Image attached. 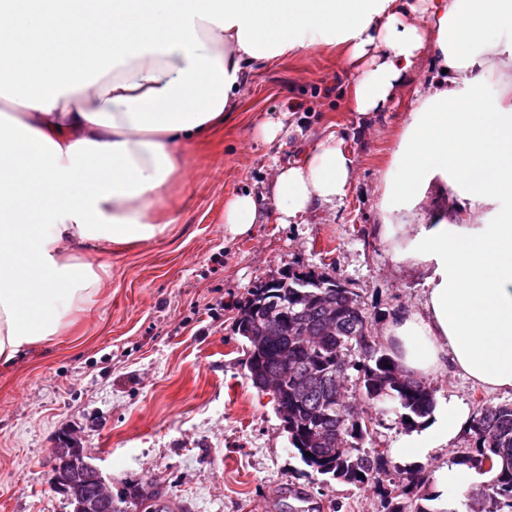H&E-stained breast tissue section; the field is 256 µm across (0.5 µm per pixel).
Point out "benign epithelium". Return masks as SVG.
I'll return each instance as SVG.
<instances>
[{
  "mask_svg": "<svg viewBox=\"0 0 512 512\" xmlns=\"http://www.w3.org/2000/svg\"><path fill=\"white\" fill-rule=\"evenodd\" d=\"M88 481L94 484L95 493L88 497L83 495L77 497V510L79 512H111V479L103 475L84 449L80 448L78 437L67 433L52 455L51 483L55 488L71 496L80 491Z\"/></svg>",
  "mask_w": 512,
  "mask_h": 512,
  "instance_id": "benign-epithelium-1",
  "label": "benign epithelium"
}]
</instances>
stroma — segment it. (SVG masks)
<instances>
[{
	"label": "stroma",
	"mask_w": 512,
	"mask_h": 512,
	"mask_svg": "<svg viewBox=\"0 0 512 512\" xmlns=\"http://www.w3.org/2000/svg\"><path fill=\"white\" fill-rule=\"evenodd\" d=\"M352 78L328 48L257 67L223 127L184 147V169L161 202L171 224L132 247L75 251L100 277L91 309L75 332L0 364V512H73L50 482L52 450L67 430L111 477L113 496L146 489V503L128 512L164 503L176 512H386L389 482L324 483L300 461L273 401L246 378L234 332L253 287L292 269L356 288L377 334L395 312L422 308V277L397 264L377 233L382 179L410 101L360 118ZM271 120L284 125L272 141L262 132ZM330 135L354 160L335 208L225 234L228 198L269 196L278 167ZM430 385L473 408L512 403V392L448 370Z\"/></svg>",
	"instance_id": "1"
}]
</instances>
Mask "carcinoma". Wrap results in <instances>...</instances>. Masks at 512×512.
<instances>
[{
    "instance_id": "cac0c4a2",
    "label": "carcinoma",
    "mask_w": 512,
    "mask_h": 512,
    "mask_svg": "<svg viewBox=\"0 0 512 512\" xmlns=\"http://www.w3.org/2000/svg\"><path fill=\"white\" fill-rule=\"evenodd\" d=\"M308 271H288L269 285L254 286L235 319L247 343V378L256 389L268 376H280L278 394L288 408L282 419L301 461L325 480L356 488L388 475L385 451L363 448L379 420L358 405L391 409L407 427L429 416L435 406L430 385L421 380L397 384L396 363L374 336L362 296L340 280ZM286 308L287 319L270 331L269 313ZM471 447L451 464L489 479L466 497L467 512H512V404L483 405L469 428ZM490 468H484L485 459ZM401 493L424 488L412 512H435L431 480L421 465L396 472Z\"/></svg>"
}]
</instances>
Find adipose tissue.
Wrapping results in <instances>:
<instances>
[{"label":"adipose tissue","mask_w":512,"mask_h":512,"mask_svg":"<svg viewBox=\"0 0 512 512\" xmlns=\"http://www.w3.org/2000/svg\"><path fill=\"white\" fill-rule=\"evenodd\" d=\"M317 46L343 48L359 116L415 96L378 232L423 277L425 311L387 323L393 358L421 380L450 369L512 390V96L489 95L512 71V0H0V361L87 310L100 279L70 261L75 245L155 237L180 145L223 125L256 66ZM352 171L327 138L278 168L271 219L335 207ZM262 212L233 196L225 232L250 233ZM471 421L468 403L439 398L391 457L434 458ZM432 478L434 512L478 481L445 463Z\"/></svg>","instance_id":"1"}]
</instances>
